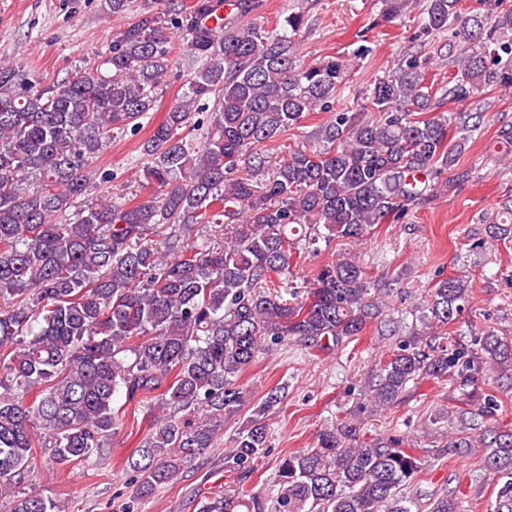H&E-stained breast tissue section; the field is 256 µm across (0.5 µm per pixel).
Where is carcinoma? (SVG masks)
Segmentation results:
<instances>
[{
  "mask_svg": "<svg viewBox=\"0 0 512 512\" xmlns=\"http://www.w3.org/2000/svg\"><path fill=\"white\" fill-rule=\"evenodd\" d=\"M222 2L153 0L113 35L97 66L61 81L33 83L0 63V298L8 305L0 308V497L11 499V512H63L23 485L40 462L64 468L105 458L122 426L120 394L154 400L152 426L127 460L137 498L174 483L245 402L239 380L261 352L291 339L331 350L381 315L372 296L379 285L350 257L322 266L306 298L284 300L276 286L293 276L297 255L399 221L433 174L468 178L458 163L482 113L436 110L416 64L375 82L361 112L331 113L317 131L319 148L270 165L262 148L326 108L345 65L335 56L295 63L302 14L277 31L224 22ZM460 3L426 0L422 20L427 33L459 24L454 101L498 78L486 66L488 45L512 56V39L501 41L512 33V7L486 26L462 20ZM174 33L198 66L143 143L142 178L157 194L132 204L97 198L67 218L91 191L89 161L114 130L154 108ZM212 97L198 144L194 117ZM242 163L244 177L236 175ZM213 228L224 243L208 237ZM485 235L512 238V206ZM471 293L462 276L436 282L424 315L431 336L456 323ZM487 367L512 368V339L489 332L475 348L402 344L369 376L366 396L385 408L411 383L451 378L470 399L467 388ZM286 389L266 392L225 468L243 469L267 447V418ZM497 407L486 394L457 411L448 447L487 449L486 465L505 478L494 512H512V427L487 425ZM420 469L403 440L360 439L356 425L340 420L279 460L277 493L206 497L198 512H419L420 495L408 488ZM427 512H460L458 498L432 494Z\"/></svg>",
  "mask_w": 512,
  "mask_h": 512,
  "instance_id": "obj_1",
  "label": "carcinoma"
}]
</instances>
